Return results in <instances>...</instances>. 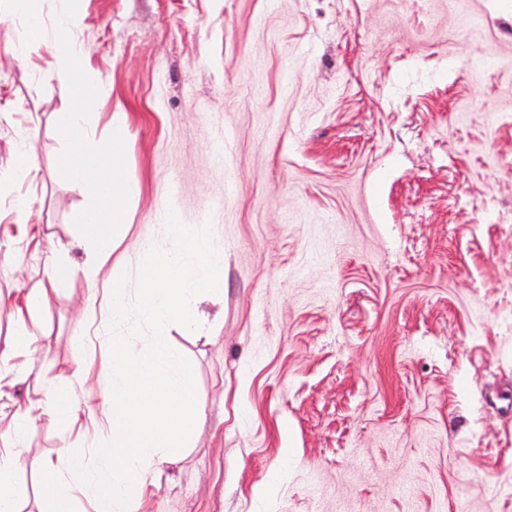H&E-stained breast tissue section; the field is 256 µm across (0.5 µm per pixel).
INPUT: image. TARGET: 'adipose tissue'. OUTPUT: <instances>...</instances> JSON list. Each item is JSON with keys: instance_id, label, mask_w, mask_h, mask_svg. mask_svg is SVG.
I'll use <instances>...</instances> for the list:
<instances>
[{"instance_id": "adipose-tissue-1", "label": "adipose tissue", "mask_w": 512, "mask_h": 512, "mask_svg": "<svg viewBox=\"0 0 512 512\" xmlns=\"http://www.w3.org/2000/svg\"><path fill=\"white\" fill-rule=\"evenodd\" d=\"M168 234L173 243L168 250L150 248V235L140 238L147 261L139 288L129 293L121 273L112 271L104 305L110 324L146 320L158 331L155 340L136 351L124 337H113L101 396L77 389L66 377L48 389L33 385L38 400L0 410V512H22L19 459L27 429L44 413L69 425L83 424L91 435L102 426L112 432L111 448L96 463L75 455L65 472L53 462L42 464L39 484L49 502L47 512H76L80 495L89 498L91 512H132L133 503L145 502L156 488L162 465L180 460L197 429L199 398L191 367L177 360L160 331L175 322L185 331L202 332L200 303L217 271L210 264L206 234L185 224L169 225ZM33 341L21 326L0 347V388L30 383V369L14 357Z\"/></svg>"}]
</instances>
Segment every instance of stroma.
<instances>
[{"label": "stroma", "mask_w": 512, "mask_h": 512, "mask_svg": "<svg viewBox=\"0 0 512 512\" xmlns=\"http://www.w3.org/2000/svg\"><path fill=\"white\" fill-rule=\"evenodd\" d=\"M18 59L0 0V171L33 129L36 174L0 192V343L13 300L48 287L89 194L58 170L68 111L56 15ZM103 85L95 142L128 118L131 228L213 239L203 334L165 336L195 371L198 427L138 512H512V0H79ZM37 204L18 223L13 201ZM75 273L27 318L17 363L43 386L86 367L113 327ZM112 435L50 415L19 465L43 512V462L92 460Z\"/></svg>", "instance_id": "35a3bbf8"}]
</instances>
